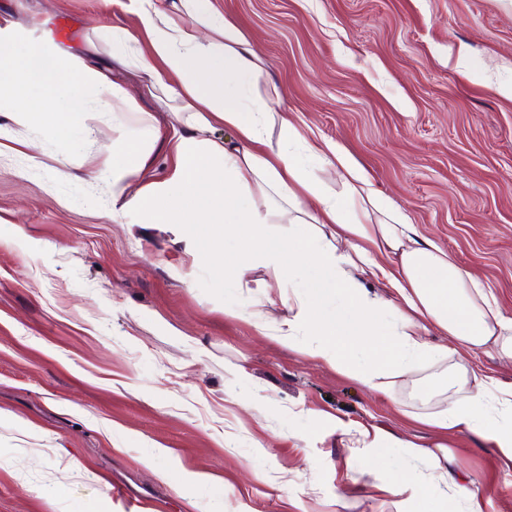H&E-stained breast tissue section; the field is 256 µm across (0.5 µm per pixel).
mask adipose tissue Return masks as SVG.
<instances>
[{
    "label": "adipose tissue",
    "instance_id": "adipose-tissue-1",
    "mask_svg": "<svg viewBox=\"0 0 512 512\" xmlns=\"http://www.w3.org/2000/svg\"><path fill=\"white\" fill-rule=\"evenodd\" d=\"M135 30L109 27L112 56L148 77L181 103L182 127L174 141V165L161 182L142 183L149 158L162 139L155 119L109 75L79 58H64L39 43L17 53L0 46V104L16 124H41L57 138L86 127L84 95L95 90L101 109L136 114L139 132L119 131L111 148L112 211H134L145 224H205L212 249L198 263L230 272L260 267L261 289L294 284L300 269H318L337 300L354 311V331L317 315L303 295L285 300L274 316L263 297L248 313L262 335L289 346L313 336L311 354L338 370L354 369L363 386L392 393L398 378L423 361L449 362L450 397L438 412L422 416L435 431L468 433L495 442L512 463V384L471 375L457 356L487 347L512 362V318L491 301L478 279L431 240L373 187L368 174L341 144L309 141L287 112L256 94L263 74L246 33L215 11L210 0H134ZM146 49H130L133 32ZM233 131L217 142L204 133L214 125ZM279 127V139L268 131ZM317 156L318 167L304 154ZM342 181L343 194L325 191V177ZM233 237L237 260L223 259L217 245ZM380 278L384 293L368 290L364 275ZM435 330L444 344L430 345ZM364 447L387 443L426 459L431 487L460 494L468 489L447 447L432 452L397 436L361 429Z\"/></svg>",
    "mask_w": 512,
    "mask_h": 512
}]
</instances>
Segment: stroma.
I'll return each mask as SVG.
<instances>
[{
  "mask_svg": "<svg viewBox=\"0 0 512 512\" xmlns=\"http://www.w3.org/2000/svg\"><path fill=\"white\" fill-rule=\"evenodd\" d=\"M254 41L262 95L341 142L418 231L512 318V0H212ZM132 0H0L16 30L129 88L160 134L178 102L112 58ZM115 112L50 136L0 111V512H469L368 426L434 439L448 395L424 364L393 396L260 335L252 294L196 263L206 226L112 213ZM297 291L346 331L320 273ZM242 367V375L231 367ZM482 512H512L491 442L445 437Z\"/></svg>",
  "mask_w": 512,
  "mask_h": 512,
  "instance_id": "obj_1",
  "label": "stroma"
}]
</instances>
